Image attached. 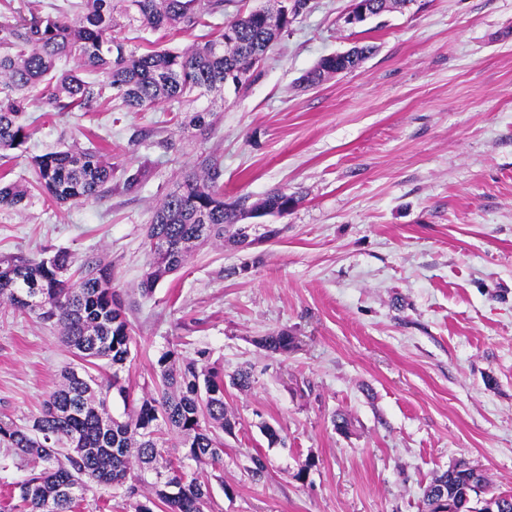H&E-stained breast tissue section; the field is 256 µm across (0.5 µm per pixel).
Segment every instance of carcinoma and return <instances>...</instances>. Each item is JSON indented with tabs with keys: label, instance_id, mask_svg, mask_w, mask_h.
<instances>
[{
	"label": "carcinoma",
	"instance_id": "cac0c4a2",
	"mask_svg": "<svg viewBox=\"0 0 512 512\" xmlns=\"http://www.w3.org/2000/svg\"><path fill=\"white\" fill-rule=\"evenodd\" d=\"M309 0H285L282 7L258 8L224 23L218 38L184 50L161 49L137 55L112 36L116 16L152 30L184 31L205 26L224 0H78L52 15L9 7L0 11V151L19 149L34 130L23 116L41 104L60 112L94 111L121 99L130 111L189 95L221 93L232 80L247 87L259 65L255 50L269 51L287 32ZM373 51L363 45L353 58H324L306 76L315 84L336 72L357 68ZM96 73L106 82L89 81ZM184 124L207 136L211 112L186 114ZM107 148H64L30 158L33 188L60 205L82 203L112 191ZM200 169L183 171L153 209L145 231L149 253L138 285L153 294L159 283L178 272L188 254L209 241L228 238L250 245L238 225L245 212L276 205L288 196L271 190L258 202L241 197L224 201L223 165L208 156ZM33 195L0 173V210L24 211ZM0 301L59 332L60 342L79 367L63 374L39 412L26 422L0 418L3 461L28 468L0 512H78L88 483L110 487L133 512H206L211 481L187 470L186 461L224 463V435L235 418L224 403V368L199 348L184 359L176 348L162 352L152 367V390L133 398L122 377L131 356L133 328L125 304L112 286V268L80 263L66 249L39 255L0 257ZM257 344L270 353H286L294 337L272 332ZM124 405V417L112 415V400ZM247 475L260 482L268 475L267 458L250 457ZM444 490L446 512H488L487 500L507 506L511 494H490L482 469L461 459L434 478L422 512H437L434 492Z\"/></svg>",
	"mask_w": 512,
	"mask_h": 512
}]
</instances>
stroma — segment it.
I'll return each instance as SVG.
<instances>
[{
  "instance_id": "35a3bbf8",
  "label": "stroma",
  "mask_w": 512,
  "mask_h": 512,
  "mask_svg": "<svg viewBox=\"0 0 512 512\" xmlns=\"http://www.w3.org/2000/svg\"><path fill=\"white\" fill-rule=\"evenodd\" d=\"M352 5L310 0L246 92L197 100L215 114L208 138L173 122L167 103L43 104L11 161L19 177L30 156L107 140L111 193L0 211V255L50 246L111 264L134 329L123 372L134 390L172 342L189 358L208 348L225 374L250 370L251 390L224 388L237 424L213 512H421L425 487L463 458L512 494V0H401L354 27ZM113 35L140 54L199 38L125 20ZM360 43L374 51L357 69L304 83ZM209 154L224 163L225 198L280 187L294 202L243 217L250 246H200L142 298L151 213ZM272 331L294 348H259ZM71 360L53 329L0 305V416L36 414ZM264 421L283 443L268 445ZM258 452L269 476L254 484Z\"/></svg>"
}]
</instances>
